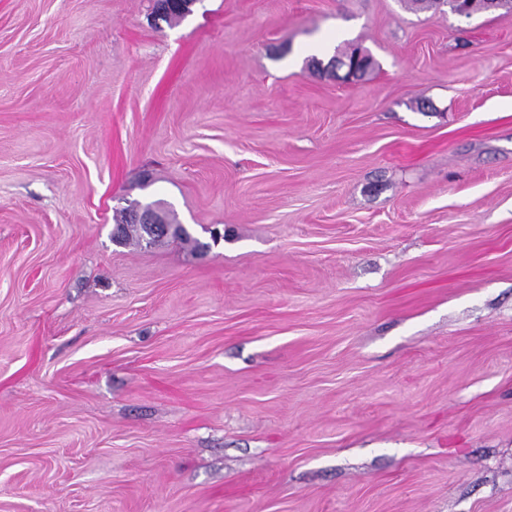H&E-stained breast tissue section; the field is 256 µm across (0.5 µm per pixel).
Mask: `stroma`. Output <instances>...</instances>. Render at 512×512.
I'll use <instances>...</instances> for the list:
<instances>
[{"mask_svg":"<svg viewBox=\"0 0 512 512\" xmlns=\"http://www.w3.org/2000/svg\"><path fill=\"white\" fill-rule=\"evenodd\" d=\"M0 512H512V8L0 0ZM138 220L140 224H145L153 231H157L158 227H166L168 229L167 224H170L158 210L141 211L138 215ZM140 224H136L133 209H126V213L122 215L121 223L116 225L114 241L120 245L126 244L127 241H137L141 244L143 234L147 233V229Z\"/></svg>","mask_w":512,"mask_h":512,"instance_id":"35a3bbf8","label":"stroma"}]
</instances>
